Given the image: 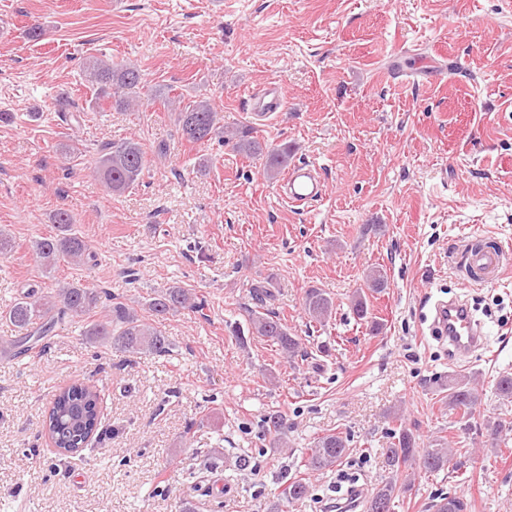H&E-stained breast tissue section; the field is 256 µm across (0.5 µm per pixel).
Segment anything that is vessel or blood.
I'll return each mask as SVG.
<instances>
[{"instance_id": "vessel-or-blood-1", "label": "vessel or blood", "mask_w": 512, "mask_h": 512, "mask_svg": "<svg viewBox=\"0 0 512 512\" xmlns=\"http://www.w3.org/2000/svg\"><path fill=\"white\" fill-rule=\"evenodd\" d=\"M282 101V87L274 82L250 94L246 106L251 115L262 119L277 111ZM325 194L326 183L319 168L307 162L291 165L279 188L282 200L298 207L313 205ZM457 251L461 258L459 272L469 282L493 281L506 267L512 266V249L499 242L480 245L471 236L458 243ZM433 326L441 336L447 337L449 353L459 360L466 359L485 343L480 326L473 321L461 300L437 303Z\"/></svg>"}]
</instances>
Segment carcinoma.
Here are the masks:
<instances>
[{"instance_id": "obj_1", "label": "carcinoma", "mask_w": 512, "mask_h": 512, "mask_svg": "<svg viewBox=\"0 0 512 512\" xmlns=\"http://www.w3.org/2000/svg\"><path fill=\"white\" fill-rule=\"evenodd\" d=\"M83 79L91 85L97 100L112 98L122 109L142 104L143 74L132 64L108 62L93 56L85 63ZM166 104L177 114L182 140L203 143L219 132V113L208 96L197 95L185 104L182 96L177 95L167 99ZM222 142L233 143L234 149L248 157H261L263 174L269 180L276 179L288 168L293 154V147L286 143L263 150L251 129L246 127L225 131ZM148 164L146 152L138 141H112L101 145L94 173L108 191L121 194L140 182ZM71 226V214L60 210L53 222L56 233L34 241V253L45 268L51 270L61 261L81 264L95 260V253L71 232ZM270 297L266 286L252 287L255 309L251 311V333L276 344L287 358H295L302 351L301 338L293 335L273 313L262 311ZM98 307L102 308L101 316L86 323L82 333L88 343H110L112 349L128 356L165 354L170 350V340L155 322L141 316L133 306L113 300L112 295L82 284H62L53 295L47 296L41 284L33 283L8 310L0 312V320L14 327L15 343L21 348L32 337L44 336L56 325L86 316ZM202 307L203 303L195 301L188 290L179 287L160 291L147 303L150 315L156 318L179 308ZM304 308L311 321L322 324L332 315L333 301L321 289L309 288L305 292ZM442 388L448 390L450 411L461 410L467 415L478 401L477 389L465 378L450 377ZM99 416L100 393L95 386L78 379L58 389L43 423L45 433L59 449L57 455H63V448L77 447L76 438L98 431ZM264 424L269 435L278 437L284 433V418L276 412L266 414ZM485 429L496 440L512 434V421L488 419ZM394 439L393 447L386 449L391 476L374 488L367 500L366 512H390L399 478L408 466L414 464L419 471L432 474L448 466L459 471L466 465L460 449L448 448L440 442L422 448L413 433L403 426L395 430ZM348 452V437L339 432L325 434L313 442L306 467L315 472L331 470ZM308 493L307 482L294 477L288 479L282 497L293 502ZM432 508L434 512H470L468 500L456 494L438 496Z\"/></svg>"}]
</instances>
